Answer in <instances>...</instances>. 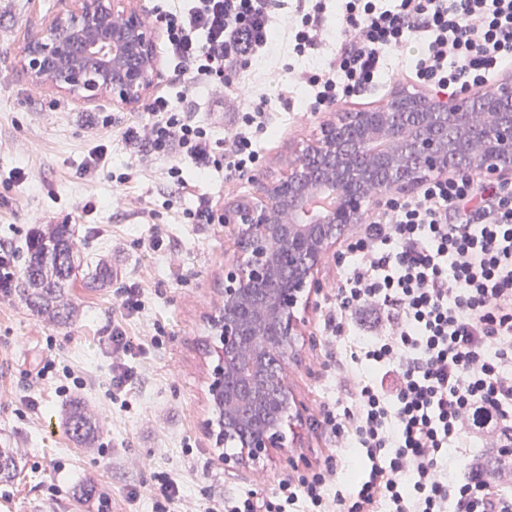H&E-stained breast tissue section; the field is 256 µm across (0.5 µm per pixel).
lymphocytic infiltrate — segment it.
Instances as JSON below:
<instances>
[{
	"instance_id": "1",
	"label": "lymphocytic infiltrate",
	"mask_w": 512,
	"mask_h": 512,
	"mask_svg": "<svg viewBox=\"0 0 512 512\" xmlns=\"http://www.w3.org/2000/svg\"><path fill=\"white\" fill-rule=\"evenodd\" d=\"M301 0L285 26L295 56L334 50L322 66L300 71L306 108L318 112L372 88L386 57L414 38L423 45L412 78L445 93L487 85L512 65V0ZM279 0H188L158 9L163 53L187 87L219 100L238 94L233 75L260 62L277 32ZM148 119L127 126L134 160L118 184L168 161L172 193L187 187L180 159L199 171L243 177L262 157L254 139L262 105L230 109L223 141L168 92L146 106ZM342 283L324 321L331 335H360L371 378L354 381L355 406L323 421L341 449H358L360 479L348 494H329L315 472L283 480L274 499L251 495L212 512H512V496L484 479L459 480L441 467L454 448L492 436L512 456V182L476 183L467 173L437 176L388 203L341 253Z\"/></svg>"
}]
</instances>
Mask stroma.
I'll list each match as a JSON object with an SVG mask.
<instances>
[{"label":"stroma","mask_w":512,"mask_h":512,"mask_svg":"<svg viewBox=\"0 0 512 512\" xmlns=\"http://www.w3.org/2000/svg\"><path fill=\"white\" fill-rule=\"evenodd\" d=\"M65 2L0 0V244L24 259L33 224H71L84 272L112 259L121 268L111 287L74 284L70 294L77 318L66 328L33 315L21 298L0 303V448L13 449L21 462L14 479L0 481V512H95L76 496L88 481L105 494L109 512H155L150 488L159 473L181 485V499L171 512H210L214 500L246 493L267 500L279 480L318 470L336 471L333 489L347 490L338 476L343 466L336 439L322 419L325 410L351 407L352 378L365 373L368 363L354 337L335 338L324 328L336 299L335 257L322 260L324 286L299 312V359L290 366V383L304 406L297 436L259 464L233 467L224 459L237 454V447L217 443L207 423L213 417L209 384L215 361L209 320L222 301L224 268L235 257V245L224 225L191 224L185 216L197 196L215 194L224 205L252 193L255 180L282 178L303 146L317 137L326 113L305 111V90L289 86V68L307 67L308 59L294 58L287 38L280 36L270 54L242 73L240 80L253 96L266 99L270 125L258 138L261 166L229 182L215 171L198 175L191 160H182L189 186L168 209L162 205L164 162L121 186L111 179L131 157L120 129L146 119L143 107L125 108L107 95L74 102L54 86L35 85L20 65L21 48L43 34ZM417 88L391 65L380 86L344 107L380 105L395 90ZM285 90L292 97L288 107L277 97ZM53 102L57 111H48ZM103 111L113 118L107 135L89 123ZM100 145L106 154L103 168L84 174L90 152ZM18 168L26 179L4 186ZM133 197L152 208L154 217H138L128 205ZM89 199L96 200L97 209L88 215L81 205ZM153 239L158 249L149 248ZM134 286L144 307L130 315L121 301ZM116 324L135 348L128 363L138 374L121 405L111 400L115 356L108 336ZM49 359L84 378V386L60 395L62 376L41 373ZM69 395L83 398L101 424L94 447L78 446L65 430L53 437L44 430ZM32 400L39 404L34 412L28 408Z\"/></svg>","instance_id":"1"}]
</instances>
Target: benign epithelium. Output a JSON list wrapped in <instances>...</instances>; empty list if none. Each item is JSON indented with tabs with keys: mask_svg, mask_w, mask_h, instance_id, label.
<instances>
[{
	"mask_svg": "<svg viewBox=\"0 0 512 512\" xmlns=\"http://www.w3.org/2000/svg\"><path fill=\"white\" fill-rule=\"evenodd\" d=\"M155 34L132 0H67L20 62L35 82L76 101L109 94L135 108L158 77ZM104 69L119 80L101 84ZM459 171L512 182L511 73L490 90L399 91L383 105L336 112L286 176L224 207L238 255L224 267V299L211 319L219 345L209 426L239 442L240 455L225 462H255L284 447L302 419L286 371L301 332L297 304L322 288L321 260L364 222L369 203Z\"/></svg>",
	"mask_w": 512,
	"mask_h": 512,
	"instance_id": "1",
	"label": "benign epithelium"
}]
</instances>
